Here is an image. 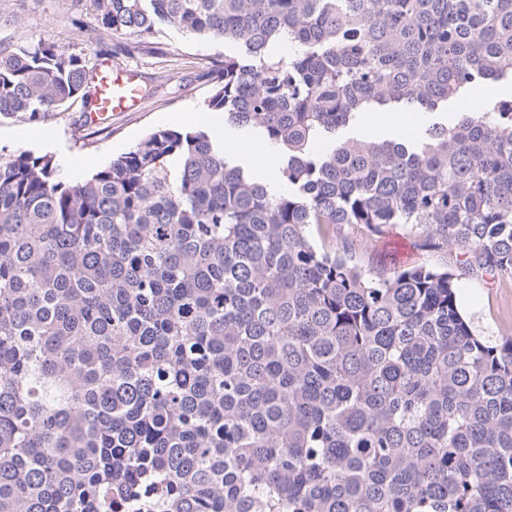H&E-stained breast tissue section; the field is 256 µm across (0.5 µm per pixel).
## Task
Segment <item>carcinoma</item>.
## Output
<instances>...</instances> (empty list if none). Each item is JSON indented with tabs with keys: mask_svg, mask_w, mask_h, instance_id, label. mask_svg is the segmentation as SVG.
Instances as JSON below:
<instances>
[{
	"mask_svg": "<svg viewBox=\"0 0 512 512\" xmlns=\"http://www.w3.org/2000/svg\"><path fill=\"white\" fill-rule=\"evenodd\" d=\"M115 35L240 46L205 129L82 180L0 154V512H512V337L462 315L512 276V0H91ZM82 52L0 38V116L81 100ZM422 112L415 139L338 138ZM403 224L455 266L353 255Z\"/></svg>",
	"mask_w": 512,
	"mask_h": 512,
	"instance_id": "obj_1",
	"label": "carcinoma"
}]
</instances>
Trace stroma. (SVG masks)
Here are the masks:
<instances>
[{
    "label": "stroma",
    "instance_id": "obj_1",
    "mask_svg": "<svg viewBox=\"0 0 512 512\" xmlns=\"http://www.w3.org/2000/svg\"><path fill=\"white\" fill-rule=\"evenodd\" d=\"M0 34L18 44L53 40L86 53L92 63L107 60L114 70L136 72L151 86V95L135 109L110 113L95 124L86 122L77 101L34 123L0 116V151L53 155L73 179L90 176L154 129L195 127L197 118L208 114L210 71L235 50L234 44L206 41L169 28L156 35L154 54L118 52L121 38L96 22L90 0H0ZM457 255L453 247L418 248L408 239L405 226L396 224L385 238L360 252L357 263L366 270L393 261L442 266L455 264ZM458 296L477 335L495 342L512 337V283L507 278H462Z\"/></svg>",
    "mask_w": 512,
    "mask_h": 512
}]
</instances>
